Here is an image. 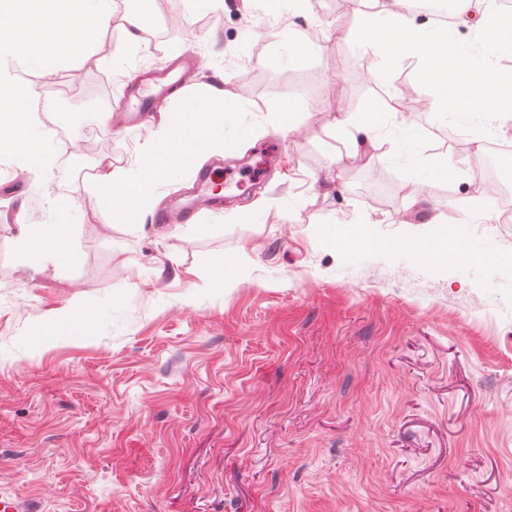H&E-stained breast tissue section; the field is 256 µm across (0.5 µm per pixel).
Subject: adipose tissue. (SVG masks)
Listing matches in <instances>:
<instances>
[{
	"mask_svg": "<svg viewBox=\"0 0 512 512\" xmlns=\"http://www.w3.org/2000/svg\"><path fill=\"white\" fill-rule=\"evenodd\" d=\"M164 17L163 0H127L128 45L139 47L143 32ZM471 32L469 39L457 40L447 30L420 27L409 0H386L381 10L363 14L353 39L359 50L372 53L378 71L413 65L416 80L429 91L431 111L461 122L467 144L478 151L488 134L487 116L512 118V11L485 6ZM172 96L178 112L162 115L138 162L121 171L104 169L97 178L94 190L113 220L133 223L152 202L161 178L190 170L199 155L220 154L240 142L235 113L222 98L208 91L192 95L184 87ZM334 123L341 133L373 146L386 127L391 145L408 135L405 118L373 103L359 112L339 113ZM53 209V222L35 225L20 242L23 262L36 270L47 261L63 265L72 259L67 224L73 208L57 200Z\"/></svg>",
	"mask_w": 512,
	"mask_h": 512,
	"instance_id": "obj_1",
	"label": "adipose tissue"
}]
</instances>
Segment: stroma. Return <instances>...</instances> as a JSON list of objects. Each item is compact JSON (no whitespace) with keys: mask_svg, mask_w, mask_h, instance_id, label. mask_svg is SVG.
<instances>
[{"mask_svg":"<svg viewBox=\"0 0 512 512\" xmlns=\"http://www.w3.org/2000/svg\"><path fill=\"white\" fill-rule=\"evenodd\" d=\"M283 20L318 28L327 47L305 69L317 92L286 138L266 105L292 73L265 63L253 35ZM358 21L338 0L286 19L269 0H214L160 26L145 51L113 24L99 61L110 124L84 111L95 78L67 100L47 90L44 125L83 115L54 138L56 166L90 124L108 149L63 186L65 266L36 272L18 253L23 225L50 219L32 202L53 172L0 178V496L42 512H512V274L412 251L461 225L452 203L473 170L447 122L407 113L418 154L458 167L414 184L389 143L356 151L336 132L337 111L414 79L408 65H364ZM188 50L204 59L192 89L248 105L241 122L266 133L162 180L137 223L111 222L95 173L135 164L156 125L118 124L126 85ZM271 142L280 152L253 194H224L219 214L191 224H153L155 209L197 192L199 170L223 185ZM352 230L374 247L348 252L337 234ZM221 262L226 286L201 287L198 270ZM69 309L89 323L55 324Z\"/></svg>","mask_w":512,"mask_h":512,"instance_id":"35a3bbf8","label":"stroma"}]
</instances>
